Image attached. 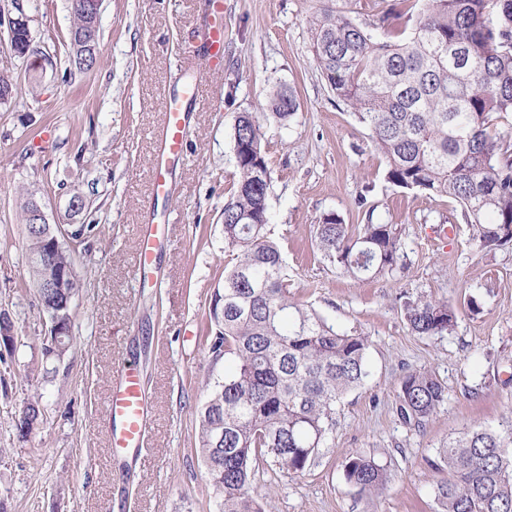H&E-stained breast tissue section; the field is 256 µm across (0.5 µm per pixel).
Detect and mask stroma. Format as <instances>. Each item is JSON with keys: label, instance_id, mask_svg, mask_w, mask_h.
Masks as SVG:
<instances>
[{"label": "stroma", "instance_id": "obj_1", "mask_svg": "<svg viewBox=\"0 0 512 512\" xmlns=\"http://www.w3.org/2000/svg\"><path fill=\"white\" fill-rule=\"evenodd\" d=\"M224 64L191 106L184 162L169 196L150 194L151 134L163 93L191 79L187 49L201 50L212 0H103L93 74L68 73L72 0H22L36 46L53 65L25 73L0 25V67L18 97L0 105V313L12 350L0 353V512H216L197 451L198 413L227 361H211L206 324L224 285L223 208L235 179L233 127L261 116L279 88L298 109L287 125L263 122L271 171L270 222L284 246L295 300L337 330L366 336L369 376L336 406V427L316 463L296 477H255L267 512H439L435 469L448 440L477 424L512 435V245L480 250L462 209L445 196L398 188L369 131L321 79L309 23L326 11L372 23L407 0H226ZM75 223L96 231L79 255L73 342L45 359L49 323L25 279L22 207L36 195L51 223L73 192ZM166 211L170 244L136 284V228ZM351 232L393 225L402 240L392 274L358 281L324 261L313 240L323 215ZM428 296L460 313L451 333L417 336L406 299ZM478 311H470L468 300ZM134 362L152 402L143 448L111 451L103 401L115 365ZM432 372L447 398L423 427L398 413L399 382ZM38 400L43 422L22 437L15 421ZM387 465L378 498L345 478L350 452Z\"/></svg>", "mask_w": 512, "mask_h": 512}]
</instances>
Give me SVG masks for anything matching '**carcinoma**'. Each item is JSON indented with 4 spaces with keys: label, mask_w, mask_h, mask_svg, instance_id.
I'll return each instance as SVG.
<instances>
[{
    "label": "carcinoma",
    "mask_w": 512,
    "mask_h": 512,
    "mask_svg": "<svg viewBox=\"0 0 512 512\" xmlns=\"http://www.w3.org/2000/svg\"><path fill=\"white\" fill-rule=\"evenodd\" d=\"M314 61L336 98L371 133L393 185L447 196L462 208L481 250L512 243V137L492 116L512 114V0H422L413 23L394 26L385 14L368 27L341 13L310 24ZM30 25L15 28L10 53L35 70ZM14 79L0 72V104L14 98ZM292 90L276 91L264 116L295 115ZM236 181L224 199L223 291L209 310L208 352L233 358V371L216 384L198 416L199 452L217 496V512H265L252 489L259 467L298 475L313 465L336 425V404L363 385L368 338L337 330L293 299L283 247L271 237L267 193L271 173L261 125L250 113L233 128ZM94 224H81L46 264L63 270L77 291L75 255ZM314 241L331 267L364 280L392 273L401 249L391 224H365L354 235L336 213L314 226ZM38 241L25 237V271L49 322L72 330L71 308L57 288L41 287ZM418 336L451 332L457 309L419 296L403 305ZM72 335L43 355L59 359ZM445 387L428 371L405 375L398 393L402 419L422 427L445 401ZM28 403L15 422L32 426ZM448 479L436 486L441 512H512V440L476 426L441 449ZM346 480L377 497L390 474L374 457L355 451Z\"/></svg>",
    "instance_id": "obj_1"
}]
</instances>
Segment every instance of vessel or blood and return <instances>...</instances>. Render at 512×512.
Wrapping results in <instances>:
<instances>
[{
    "label": "vessel or blood",
    "instance_id": "b4317fda",
    "mask_svg": "<svg viewBox=\"0 0 512 512\" xmlns=\"http://www.w3.org/2000/svg\"><path fill=\"white\" fill-rule=\"evenodd\" d=\"M224 0H214L213 16L207 27L204 52L213 65L224 60ZM196 84L167 92L166 113L162 125L155 130L152 155V194L163 197L168 193V174L184 157L183 144L188 129V106L195 99ZM167 221L152 218L138 232L134 257V274L146 278L154 269L158 252L168 245ZM112 390L103 403V413L110 426L112 448L142 447L148 432L145 419L146 401L141 391L136 368H115Z\"/></svg>",
    "mask_w": 512,
    "mask_h": 512
}]
</instances>
